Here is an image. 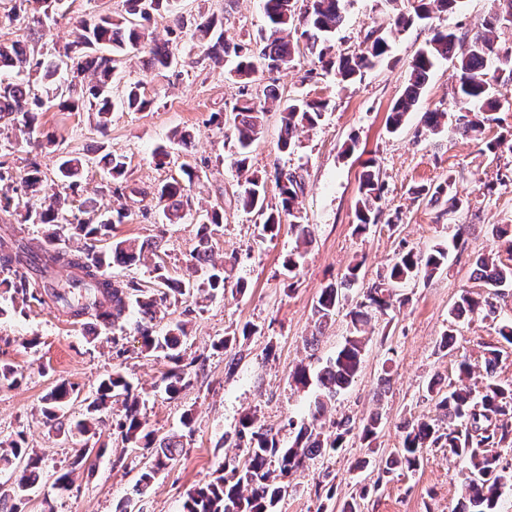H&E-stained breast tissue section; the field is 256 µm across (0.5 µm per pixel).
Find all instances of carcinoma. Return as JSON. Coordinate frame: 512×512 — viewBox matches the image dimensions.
Instances as JSON below:
<instances>
[{
	"label": "carcinoma",
	"instance_id": "1",
	"mask_svg": "<svg viewBox=\"0 0 512 512\" xmlns=\"http://www.w3.org/2000/svg\"><path fill=\"white\" fill-rule=\"evenodd\" d=\"M34 3L30 9L23 39L39 41L45 36L44 23L61 9L64 0H25ZM344 0H306L298 9V0H264L267 25L258 38L229 43L224 40V23L214 15L200 16L191 30V39L205 55L216 63L227 57L235 60L229 75L249 83L264 70L295 67L300 50L317 57L323 69L334 73L341 81H353L364 70L382 58L389 49L387 37L372 32L365 38V47L353 53H336L331 44L336 31L345 21ZM414 13L397 12L392 18L391 31L402 32L413 24L426 21L433 14L452 11L461 0H416ZM497 10L490 14L482 29L473 34H459L451 29H437L428 44L411 64L403 94L391 108L387 128L397 131L408 112L419 100L435 63L450 61L458 73L457 95L460 109L451 131L465 138H482L486 126L495 121L493 111L499 107L493 95L495 74L507 71L512 75V46L502 48L495 33L512 27V0H497ZM124 13H110L81 19L77 24L76 40L64 51L51 58H42L21 47V40L0 41V121L14 131V144L30 148H49L55 144L53 135L44 131L38 115L57 107L67 112H93L98 128L105 130L108 115L115 109L143 112L153 103L145 93L143 82H122L119 66L129 56L146 54L148 67L157 70L175 69L180 57L167 41L145 42V23L163 10L173 12L172 0H124ZM46 85L51 93L38 95L31 78ZM327 109L322 100L290 99L281 109L280 147L288 150L295 145L293 138L300 126H314ZM234 165L241 173L238 201L244 211L261 218L262 230L274 234L282 217L291 218L297 239L296 248L288 254L285 266L293 273L303 263L306 245L310 242L307 225L301 223V196L304 178L297 170H282L276 177L280 193V210L267 211L265 181L247 173L249 154L264 132V105L252 98L235 104ZM107 190H125L127 163L122 155L108 154L100 159ZM90 160L79 155H62L55 168V180L44 183L40 167L30 164L22 171L0 162V211L13 212L20 224L49 226L44 237L45 247L32 256L21 243H0V281L6 288L0 291V316L7 313L5 303H48L60 305L85 326L93 320L107 331L127 320L130 311L137 310L140 318L132 330L141 340L142 352L166 361L167 370L161 382L170 398L179 396L191 385L192 375L183 364L186 344V322L177 321L162 331L153 321L161 308L186 303L204 295L214 298L224 293L227 270L213 258V232L222 224L217 209L193 210L189 193L201 181V168L186 162L178 178L160 183L153 199L161 208L162 218L172 223L188 221L198 225L197 245L190 254L188 274L181 279L168 275L165 266L153 264L155 288H141L134 282L118 281L109 274L113 266L130 265L144 255V244L131 239H116L105 247L98 243L112 237V227L125 223L130 214L125 208L103 210L96 201L85 198L75 201L66 190L73 189L89 171ZM383 186L374 170V162H365L356 203L355 230L364 233L377 224L381 209ZM414 194L437 200L448 197L452 210L469 206V201L453 190L448 180L434 188L420 186ZM467 225H457L451 243H439L427 251L413 248L401 250L390 264L382 281L366 289L363 300L349 312L350 336L336 354L322 366L298 365L290 373V382L300 389L316 386L310 401L308 418L296 422L288 419L289 433L294 438L289 446L272 431L256 425L254 416L244 415L234 432L235 447L245 449L244 462L228 459L224 474L196 484L187 494L183 512H272L275 504L287 493L286 479L306 461L345 447L349 434L359 429L360 439L372 442L381 426V417L374 415L356 426L351 420L334 424V430L324 432L321 420L336 395L354 382L362 366L365 346V326L369 310L381 314L393 305L394 289L419 276L432 277L448 265L450 249L466 245ZM493 236L506 245L509 261L491 252L477 261V278L494 290L512 287V224H496ZM83 244L73 246V240ZM74 270L71 281L64 286L51 282L55 268ZM361 264L347 269L341 281L322 289L315 305V327L322 330L334 320L337 310L347 298V286L357 282ZM496 317L491 294L465 292L454 302L448 313V332L442 337V347L455 343L456 320L465 316ZM500 351L485 353L486 384L477 394L466 386L439 387L432 379L427 392L436 396V408L441 410L447 425L419 419L403 425L402 448L386 458L378 480L396 471L413 470L420 463L426 448H447L462 466L464 494L460 507L452 512H496L502 490L512 487V467L503 464L502 452L512 450V386L495 379ZM23 373L8 363H0V384L19 385ZM75 387L61 383L43 399V415L50 430L66 437L74 433L93 438L97 435L102 415L112 409V400L122 399V414L114 428L121 440L141 452L147 459L144 470L117 512H143L134 508L141 502L157 475L175 460L179 443L171 438L159 439L148 429L142 413L139 395L132 384L119 372L103 378L87 398L84 418L71 422L66 418V405L77 398ZM105 448H90L82 444L75 450L71 468L57 472L53 487L67 490L73 484L76 470L92 471L94 460ZM9 472L8 492L0 491V509L22 512V505L37 486L43 470V457L28 447L23 433L16 434L9 448L0 451V471Z\"/></svg>",
	"mask_w": 512,
	"mask_h": 512
}]
</instances>
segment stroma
<instances>
[{
  "label": "stroma",
  "instance_id": "obj_1",
  "mask_svg": "<svg viewBox=\"0 0 512 512\" xmlns=\"http://www.w3.org/2000/svg\"><path fill=\"white\" fill-rule=\"evenodd\" d=\"M186 18L206 13L224 21V38L248 40L264 25L262 0H181ZM385 0H347L345 23L334 39L336 50L361 48L372 30L387 28L391 14ZM493 0H464L460 10L439 12L426 24L390 35L387 55L367 69L362 78L341 83L323 70L311 56H303L291 70L264 72L250 83L231 78L196 48L189 33L176 40L182 62L176 70L158 73L148 69L145 56L124 64V78L143 81L151 108L144 112L114 111L106 133H99L96 117L86 112L42 113L40 121L57 138L54 153L8 155V164L22 167L37 161L46 178H53L59 154H79L99 160L105 153L125 156L127 180L143 189V196H116L102 190L93 176L81 182L77 198H97L105 208L127 205L132 215L116 225L117 239L134 238L146 245L145 255L129 267L111 274L141 287L154 284V263H162L169 275L182 277L197 238L196 225L166 224L152 200L153 187L178 174L185 156L170 142L173 130L193 136V152L206 160L208 178L194 186L196 207L217 208L223 222L214 235V258L236 257L233 279L246 281L244 293L225 290L223 296L203 302L191 315L182 306L168 307L158 315L157 327L186 320L188 338L184 359L190 362L192 384L175 399L160 387L166 369L163 359L145 355L136 336L122 331L103 332L87 342L80 324L65 309L32 305L0 316V361L21 369L24 377L13 388L0 386V442L24 432L29 447L43 455V476L31 493L24 512H115L119 502L131 496L145 460L137 450L125 447L113 434L116 413L106 415L101 440L106 451L93 473L76 472L70 490L53 487L55 473L66 467L80 447L77 437L50 432L41 413V399L58 382L77 386L80 401L73 413H81L83 397L99 380L120 371L145 401L143 413L156 436L182 433L176 462L159 475L145 495V512H181L187 492L198 482L218 476L228 459L243 460L232 436L240 418L254 414L258 424L289 441L288 420H302L310 392L289 384L298 364L319 365L333 356L350 334L349 312L377 281L401 247L425 251L450 240L456 225L469 227L464 249L451 251L448 266L433 278H418L398 289L403 306L388 314L373 313L372 332L364 347L361 370L353 384L329 408L327 421L350 419L358 423L380 415L382 426L373 444L351 434L347 445L331 456L310 460L304 470L289 478L287 493L273 512H341L345 500L362 495V512H451L462 495L459 467L444 448L426 449L416 469L396 472L387 483H378L382 461L402 445L404 422L435 419L439 413L426 392L430 379L441 387L456 383V365L468 360L473 371L468 380L474 391L486 382L483 354L502 352L496 375L512 383V346L497 333L499 320L512 319V288L497 300L498 320L472 317L461 322L453 350L443 349L448 310L465 291L481 292L476 260L497 248L492 235L496 224H512V150L490 154L485 139L512 135V80L501 77L494 94L501 107L484 140H472L448 132L432 134L423 126L427 112L455 116L460 108L457 78L452 64L440 61L413 112L401 130L389 133L386 118L402 95L410 64L434 29L475 32L494 11ZM124 11L123 0H67L62 16L50 23L40 42L51 51L74 39L76 18L101 12ZM275 89L278 100H323L327 110L312 128L299 129L293 150L281 151L278 101L264 99ZM265 101V129L254 145L249 167L266 182V204L278 208L280 194L276 173L298 170L305 180L302 221L311 230L312 242L296 277H289L284 261L295 245L289 222H282L276 236H262L256 215L241 208L237 194L240 176L233 165L235 141L231 136V110L240 99ZM224 112L223 128L211 124L212 113ZM168 152L165 166H157V147ZM374 160L385 185L383 213L366 233L355 231V206L366 160ZM453 178L458 192L467 197L466 209L452 212L447 198L426 201L413 190ZM361 263L360 278L348 292L315 346L306 340L314 330V306L322 288L339 282L347 268ZM255 333L243 336V327ZM233 337L228 350H214L213 342ZM36 347H28V340ZM191 413V434H183L181 417ZM334 485V497L316 494L319 481Z\"/></svg>",
  "mask_w": 512,
  "mask_h": 512
}]
</instances>
